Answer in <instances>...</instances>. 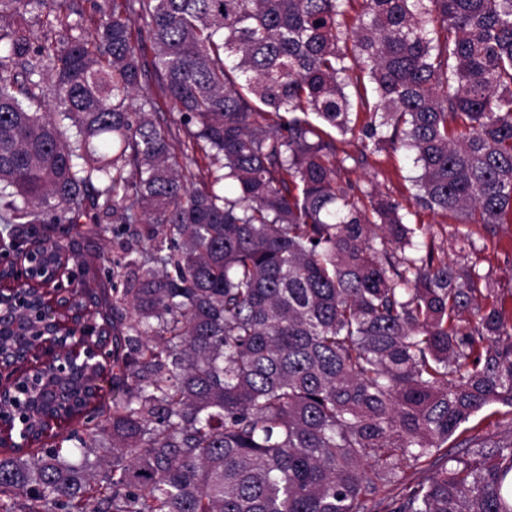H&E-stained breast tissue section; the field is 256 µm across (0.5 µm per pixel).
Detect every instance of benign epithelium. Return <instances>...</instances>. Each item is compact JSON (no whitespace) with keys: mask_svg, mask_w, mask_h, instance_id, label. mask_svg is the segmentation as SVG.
<instances>
[{"mask_svg":"<svg viewBox=\"0 0 512 512\" xmlns=\"http://www.w3.org/2000/svg\"><path fill=\"white\" fill-rule=\"evenodd\" d=\"M35 255L36 247L30 245L0 264V319L14 322L23 345L19 360L0 356V394L7 391L14 400L9 407L0 406V438L25 448L28 392L46 365L59 380L85 368L96 374L101 387L108 376L105 329L88 315L78 325L63 319L75 300L74 289L64 282L74 281L75 269L67 260L57 267L37 264ZM21 312L23 320L18 319Z\"/></svg>","mask_w":512,"mask_h":512,"instance_id":"benign-epithelium-1","label":"benign epithelium"}]
</instances>
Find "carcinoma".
I'll return each instance as SVG.
<instances>
[{"mask_svg":"<svg viewBox=\"0 0 512 512\" xmlns=\"http://www.w3.org/2000/svg\"><path fill=\"white\" fill-rule=\"evenodd\" d=\"M88 2L0 0V224L53 259L84 217L151 247L99 311L112 410L67 382L81 460L34 422L0 512H512V316L412 223H512V0ZM401 149L410 200L346 179ZM435 468L436 467H433L430 463L425 462L418 468L407 469L404 474L403 482L397 486L390 487L386 495H388V497L400 496L406 487L427 480L428 477L432 475Z\"/></svg>","mask_w":512,"mask_h":512,"instance_id":"1","label":"carcinoma"}]
</instances>
